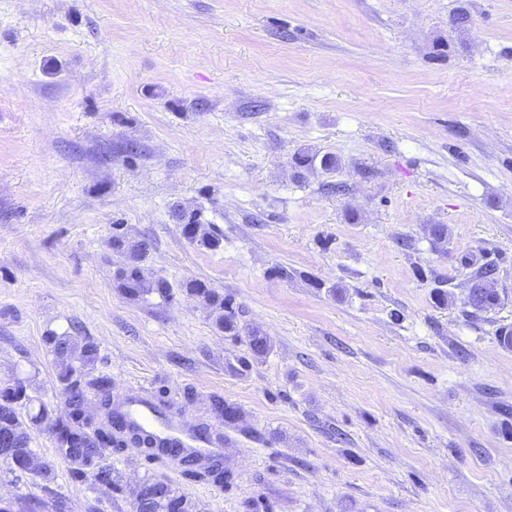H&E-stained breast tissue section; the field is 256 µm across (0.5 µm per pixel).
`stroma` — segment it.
<instances>
[{"instance_id":"1","label":"stroma","mask_w":512,"mask_h":512,"mask_svg":"<svg viewBox=\"0 0 512 512\" xmlns=\"http://www.w3.org/2000/svg\"><path fill=\"white\" fill-rule=\"evenodd\" d=\"M182 212L220 247L191 245ZM116 224L150 242L142 271L169 297L123 294ZM487 263L500 302L467 317ZM503 327L512 0H0V379L62 409L45 337L79 332L113 399L220 432L234 475L195 482L131 448L110 491L71 478L42 426L30 446L55 476L0 462L13 512H132L146 477L197 512H512ZM189 292L203 296L212 308L215 326L230 336H238V313L231 301L217 294L201 281H190L186 284Z\"/></svg>"}]
</instances>
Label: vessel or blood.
<instances>
[{
	"label": "vessel or blood",
	"instance_id": "b4317fda",
	"mask_svg": "<svg viewBox=\"0 0 512 512\" xmlns=\"http://www.w3.org/2000/svg\"><path fill=\"white\" fill-rule=\"evenodd\" d=\"M125 410L132 423L145 433L153 435L165 446L182 448L208 456L218 453L209 438L200 436L195 430L187 428L181 421L167 415L149 401L137 399L127 402Z\"/></svg>",
	"mask_w": 512,
	"mask_h": 512
}]
</instances>
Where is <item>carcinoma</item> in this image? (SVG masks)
<instances>
[{"instance_id":"1","label":"carcinoma","mask_w":512,"mask_h":512,"mask_svg":"<svg viewBox=\"0 0 512 512\" xmlns=\"http://www.w3.org/2000/svg\"><path fill=\"white\" fill-rule=\"evenodd\" d=\"M183 234L187 240L203 249H216L221 238L206 224L200 223L193 214L181 215ZM112 249L126 258L119 269V287L131 299L156 294L160 297L170 295V286L163 279H149L144 276L140 261L146 256L150 242L146 239L131 240L119 231V225H112ZM494 268L481 266L473 273V288L468 305L473 312L484 311L499 302L495 289L487 287L492 280ZM189 292L204 297L212 308L215 326L230 336L239 334L238 313L231 301L217 294L202 281H190L186 284ZM46 344L52 349L58 367L57 380L63 396L68 401L69 410L61 414L55 423L49 425L58 433L54 440L56 457L66 461L68 455H74L73 462L67 464L69 472L76 479L91 472L94 458L102 448L119 454L134 446L140 448L145 456L159 463L167 458L163 449L154 447L152 439L141 433L136 427L126 423L122 408L112 403V377L97 371L99 360L98 346L89 340H80L76 336H59L53 332L45 337ZM249 349L255 358L264 357L270 350L265 336L254 332L249 336ZM33 396L29 386L17 379L0 381V434L8 431L18 432L14 448L21 456L32 452L30 433L26 423L34 427L44 424V420L53 416V411L41 403L32 408ZM28 410L22 414V410ZM211 411L227 422L239 418V411L224 403L220 398L213 399ZM184 475L197 482L230 484L233 474L210 458L188 453L183 456ZM146 490H157L159 495L151 498L144 507L146 512H194L195 505L185 496L178 494L168 483L148 478L142 482Z\"/></svg>"}]
</instances>
